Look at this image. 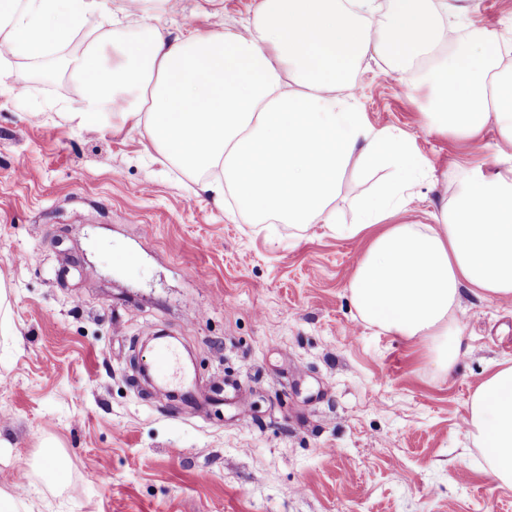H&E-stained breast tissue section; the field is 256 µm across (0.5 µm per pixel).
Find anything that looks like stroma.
<instances>
[{
	"instance_id": "obj_1",
	"label": "stroma",
	"mask_w": 512,
	"mask_h": 512,
	"mask_svg": "<svg viewBox=\"0 0 512 512\" xmlns=\"http://www.w3.org/2000/svg\"><path fill=\"white\" fill-rule=\"evenodd\" d=\"M449 14L464 40L512 29V0ZM256 0H149L88 15L39 59L0 49V280L17 342L0 346V487L30 512H512L462 422L488 367L512 359V305L463 289L468 354L438 372L425 343L364 323L347 291L361 244L321 225L241 224L139 131L86 132L62 115L85 86L67 59L110 31L238 27ZM370 124L426 163L408 220L446 183L497 171L478 143L423 128L431 91L381 60L352 73ZM191 361L143 394L148 338ZM68 459L58 473L44 456Z\"/></svg>"
}]
</instances>
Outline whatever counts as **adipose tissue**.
I'll use <instances>...</instances> for the list:
<instances>
[{
	"label": "adipose tissue",
	"instance_id": "adipose-tissue-1",
	"mask_svg": "<svg viewBox=\"0 0 512 512\" xmlns=\"http://www.w3.org/2000/svg\"><path fill=\"white\" fill-rule=\"evenodd\" d=\"M110 0H0V46L27 59L75 35L85 17L110 16ZM457 0H389L381 26L366 20L377 0H257L241 27L206 34L153 30L102 62L106 36L71 58L91 77L82 107L64 113L85 130H141L160 152L201 180L215 206L232 196L231 219L320 224L365 242L348 285L361 319L415 343L453 369L465 356L455 317L462 289L512 303V76L493 64L491 43L460 46L448 26ZM390 71L417 67L433 88L421 121L475 141L495 125L502 168L451 187L432 223H395L425 172L409 138L372 126L350 74L365 58ZM388 171L358 201L359 218L337 223L347 172ZM484 471L512 488V360L492 365L464 420Z\"/></svg>",
	"mask_w": 512,
	"mask_h": 512
}]
</instances>
